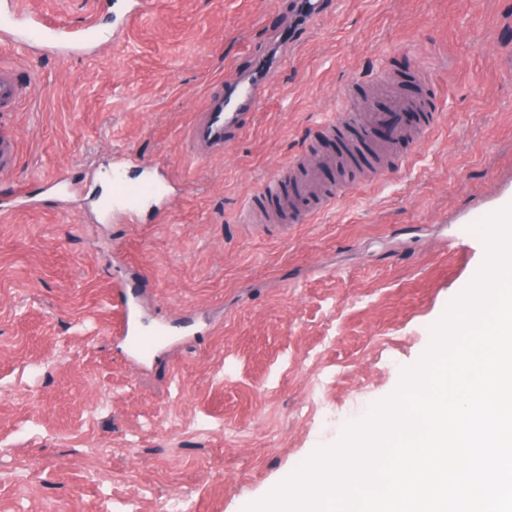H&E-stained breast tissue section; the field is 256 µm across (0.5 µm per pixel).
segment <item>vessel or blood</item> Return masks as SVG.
I'll use <instances>...</instances> for the list:
<instances>
[{
	"mask_svg": "<svg viewBox=\"0 0 512 512\" xmlns=\"http://www.w3.org/2000/svg\"><path fill=\"white\" fill-rule=\"evenodd\" d=\"M0 38L31 49L52 47L65 56L97 49L103 44L94 24L77 30L59 27L48 22L39 11L25 7L22 0H0ZM276 64V59L259 56L253 67L237 81L208 97L189 131L190 147L195 157L205 159L223 151L229 137L241 129L248 115L259 108ZM37 93L36 86L17 79L13 64L0 61V110L15 108L20 102L33 99ZM411 109L418 115V128L414 131L408 129L403 121L405 112ZM437 120L438 92L431 86L412 106L392 92H385L383 107L371 112L354 108L338 113L323 131L342 145V160L348 165L361 167L386 160L398 166L405 160L401 151L403 142L413 138L415 133L431 132ZM125 163V157L117 158L113 182L114 197L120 202L115 212L126 223H135L143 205L157 202L167 206L175 204L166 175L141 182L128 181L123 177ZM335 199V188L325 182L321 171L314 170L299 180L263 186L249 196L246 213L264 222L275 223L282 213L289 211L297 222L304 224L328 208ZM122 328L129 352L142 359L148 358L155 346L170 334L169 329L160 328L154 336L143 337L135 311L128 305L123 308Z\"/></svg>",
	"mask_w": 512,
	"mask_h": 512,
	"instance_id": "obj_1",
	"label": "vessel or blood"
}]
</instances>
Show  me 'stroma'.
I'll use <instances>...</instances> for the list:
<instances>
[{
	"instance_id": "obj_1",
	"label": "stroma",
	"mask_w": 512,
	"mask_h": 512,
	"mask_svg": "<svg viewBox=\"0 0 512 512\" xmlns=\"http://www.w3.org/2000/svg\"><path fill=\"white\" fill-rule=\"evenodd\" d=\"M24 2L124 37L73 57L0 40L38 84L0 112L19 140L0 196L35 202L0 218V512H244L394 393L481 268L474 226L512 204V0H317L306 22L298 0ZM273 51L259 109L196 159L205 99ZM399 70L441 89L404 166L323 168L338 195L313 222L245 223L252 192L323 167V124ZM121 153L179 202L103 215ZM116 281L144 327H175L151 358L114 329Z\"/></svg>"
}]
</instances>
